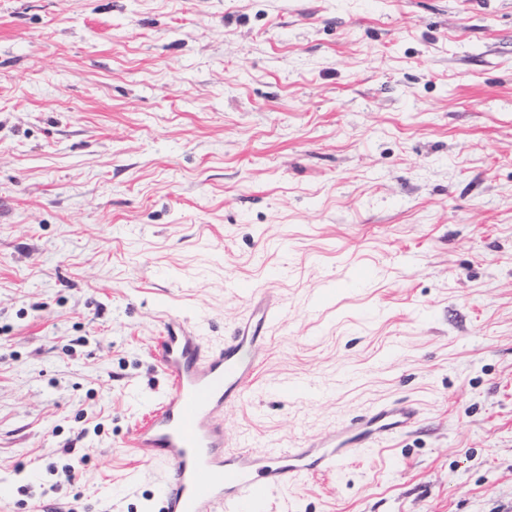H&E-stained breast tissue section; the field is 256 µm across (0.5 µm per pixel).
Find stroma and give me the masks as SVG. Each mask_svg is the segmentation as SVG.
Returning a JSON list of instances; mask_svg holds the SVG:
<instances>
[{
	"label": "stroma",
	"mask_w": 512,
	"mask_h": 512,
	"mask_svg": "<svg viewBox=\"0 0 512 512\" xmlns=\"http://www.w3.org/2000/svg\"><path fill=\"white\" fill-rule=\"evenodd\" d=\"M240 287L228 447L420 414L267 512H512V0H0V512H158L162 317Z\"/></svg>",
	"instance_id": "stroma-1"
}]
</instances>
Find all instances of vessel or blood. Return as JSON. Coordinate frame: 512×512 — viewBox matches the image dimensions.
<instances>
[{
    "label": "vessel or blood",
    "mask_w": 512,
    "mask_h": 512,
    "mask_svg": "<svg viewBox=\"0 0 512 512\" xmlns=\"http://www.w3.org/2000/svg\"><path fill=\"white\" fill-rule=\"evenodd\" d=\"M248 316L211 346L196 326L169 321L154 346L168 389L128 445L142 459L164 465L160 512H259L269 497L303 479L338 472L353 455L375 450L406 432L419 417L409 402L372 405L341 432L303 446L230 449L224 413L258 389V352L272 340L281 309L257 290L246 293Z\"/></svg>",
    "instance_id": "vessel-or-blood-1"
}]
</instances>
